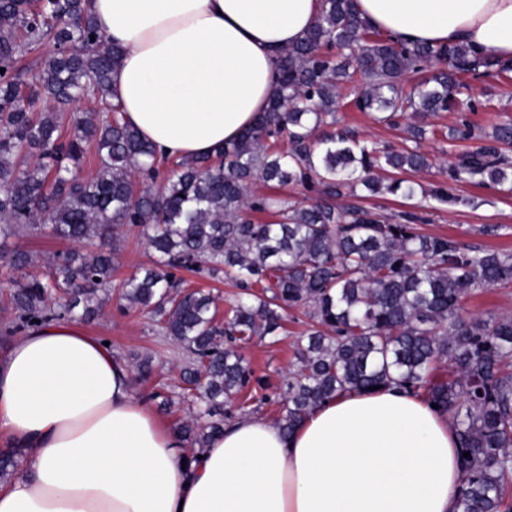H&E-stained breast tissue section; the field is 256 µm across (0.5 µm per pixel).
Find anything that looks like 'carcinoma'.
<instances>
[{"label": "carcinoma", "instance_id": "1", "mask_svg": "<svg viewBox=\"0 0 512 512\" xmlns=\"http://www.w3.org/2000/svg\"><path fill=\"white\" fill-rule=\"evenodd\" d=\"M53 44L33 73L20 59ZM120 49L107 47L85 0H0V234L42 223L71 243L102 246L81 258L55 260L57 271H28L32 256L15 253L10 293L14 334L53 320L101 312L116 270L119 229H140L153 264L122 281L119 299L148 311L163 335L187 354L182 381L199 405L198 419L179 427L204 448L224 430V400L248 382L233 343L277 335L281 311L296 307L316 328L297 344L278 421L290 432L339 392L396 385L424 392L457 430L463 481L459 512H512V315L465 314L476 288L512 282V254L466 249L450 237L421 234L424 221L406 212L388 222L338 199L356 188L411 197L414 187L380 172L428 166L419 147L380 148L338 128L342 88L364 76L352 105L392 122L476 103L462 75L512 71V63L464 45L404 43L361 17L356 0H323L306 36L283 55L279 80L255 126L217 154L167 169L112 103ZM433 60L448 69L409 83ZM89 98L63 134V112ZM512 124L495 128L480 152L450 169L455 180L503 185L512 163L501 145ZM96 147L95 177L78 176L86 145ZM256 181L302 185L307 205L252 192ZM270 212L275 220L254 221ZM224 274L241 296L224 324L215 299L184 290L175 271ZM448 360L451 375L436 374ZM22 453L0 452V483L17 473Z\"/></svg>", "mask_w": 512, "mask_h": 512}]
</instances>
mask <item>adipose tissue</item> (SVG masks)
Returning a JSON list of instances; mask_svg holds the SVG:
<instances>
[{"label":"adipose tissue","mask_w":512,"mask_h":512,"mask_svg":"<svg viewBox=\"0 0 512 512\" xmlns=\"http://www.w3.org/2000/svg\"><path fill=\"white\" fill-rule=\"evenodd\" d=\"M390 37L512 60V0H357ZM122 50L116 100L158 155L191 160L265 112L285 51L321 0H90ZM0 438L25 449L0 512H455L459 441L425 395L336 394L292 432L227 424L190 452L136 396L127 365L68 320L0 354Z\"/></svg>","instance_id":"adipose-tissue-1"}]
</instances>
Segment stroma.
<instances>
[{"label": "stroma", "instance_id": "stroma-1", "mask_svg": "<svg viewBox=\"0 0 512 512\" xmlns=\"http://www.w3.org/2000/svg\"><path fill=\"white\" fill-rule=\"evenodd\" d=\"M471 85L477 100L476 111L469 115L473 123L486 133L492 132L497 124H512V72L495 71L472 80ZM343 116L345 125L362 139L398 148L411 144L408 120L392 126L349 107L345 108ZM459 118V113L451 111L427 118L431 133L422 142L421 150L429 158V168L419 172L397 170L393 173L394 178L428 189L447 185V201L419 195H371L362 190L354 202L386 216L419 211L428 217L427 223L419 225L420 233L449 236L463 245L485 250L512 252V184H477L453 181L448 177L450 166L458 163L477 145L473 139H449L448 131L458 124ZM97 246L94 240L80 244L62 241L51 236L49 231L30 226L23 227L14 236L0 237V352L12 341L11 336L5 334L4 327L13 318L9 304L12 289L9 265L14 252L24 250L31 253L39 270L45 271L57 255L75 251L84 253ZM116 257L114 277L119 280L150 264L153 254L139 229L128 226L118 243ZM463 307L468 314L483 318L491 314H512V283L473 290L464 299ZM310 326L311 321L303 311L290 310L285 314L284 330L280 336H256L240 343L239 349L249 361L253 376L243 392L232 396L226 403L225 422L247 416L272 423L279 420L288 376L296 362V343ZM86 330L111 342L113 352L130 369L136 393L147 398L150 409L167 428L173 430L194 419L195 407L177 399L186 356L162 335L147 314L113 300L105 305L95 321L87 324ZM147 356L152 359V370L144 375L140 372L139 363Z\"/></svg>", "mask_w": 512, "mask_h": 512}]
</instances>
